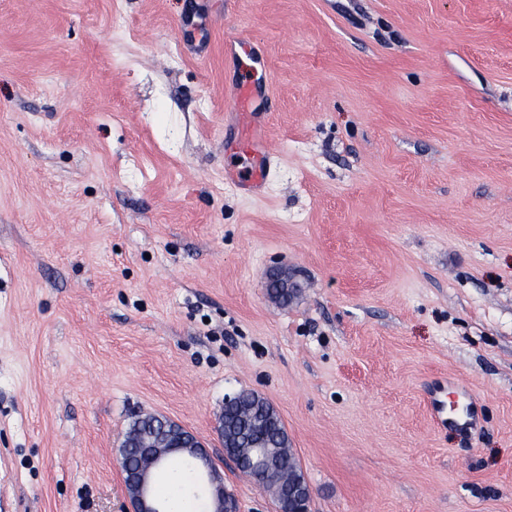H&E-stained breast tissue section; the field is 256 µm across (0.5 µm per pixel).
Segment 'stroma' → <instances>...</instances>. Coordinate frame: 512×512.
I'll use <instances>...</instances> for the list:
<instances>
[{
    "mask_svg": "<svg viewBox=\"0 0 512 512\" xmlns=\"http://www.w3.org/2000/svg\"><path fill=\"white\" fill-rule=\"evenodd\" d=\"M229 34L270 81L258 196L224 176ZM443 380L474 426L431 418ZM241 390L312 512H512V0H0V512H130L144 414L277 512L216 430ZM182 41L187 50L198 59H206L211 53V43L207 36L199 35L196 24L184 20L181 25ZM269 280H276L280 284H284L286 288H279L278 286L274 284H270V287L267 288L268 290V296L275 300L276 302L280 303L283 306H288V303H290L296 294L295 288H289L290 286L295 285L293 283H290V277L288 276V271L283 269H276L269 275Z\"/></svg>",
    "mask_w": 512,
    "mask_h": 512,
    "instance_id": "stroma-1",
    "label": "stroma"
}]
</instances>
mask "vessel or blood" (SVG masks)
<instances>
[{
	"label": "vessel or blood",
	"mask_w": 512,
	"mask_h": 512,
	"mask_svg": "<svg viewBox=\"0 0 512 512\" xmlns=\"http://www.w3.org/2000/svg\"><path fill=\"white\" fill-rule=\"evenodd\" d=\"M181 33L182 41L192 55L199 59L209 57L211 43L207 36L199 34L196 24L183 22ZM258 91V85L244 82L224 89V103L235 111L239 126L238 136L230 149L248 161L246 170H228L226 177L245 195H257L264 190L280 153L276 142L264 134L265 121L259 119L251 106Z\"/></svg>",
	"instance_id": "b4317fda"
}]
</instances>
